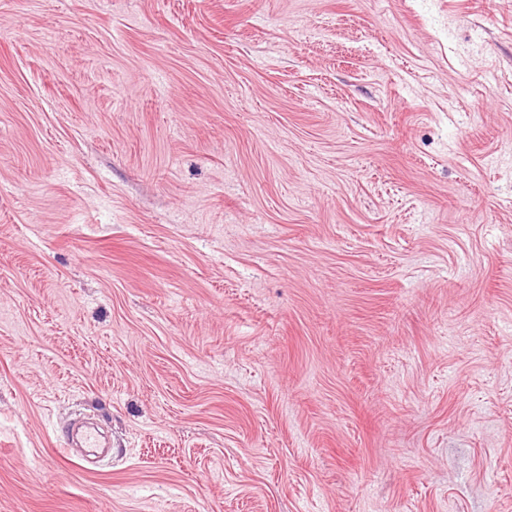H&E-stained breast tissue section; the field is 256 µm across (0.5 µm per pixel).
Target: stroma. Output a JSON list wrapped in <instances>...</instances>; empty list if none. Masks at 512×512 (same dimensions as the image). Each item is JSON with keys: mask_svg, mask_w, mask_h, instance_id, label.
<instances>
[{"mask_svg": "<svg viewBox=\"0 0 512 512\" xmlns=\"http://www.w3.org/2000/svg\"><path fill=\"white\" fill-rule=\"evenodd\" d=\"M0 512H512V0H0Z\"/></svg>", "mask_w": 512, "mask_h": 512, "instance_id": "obj_1", "label": "stroma"}]
</instances>
